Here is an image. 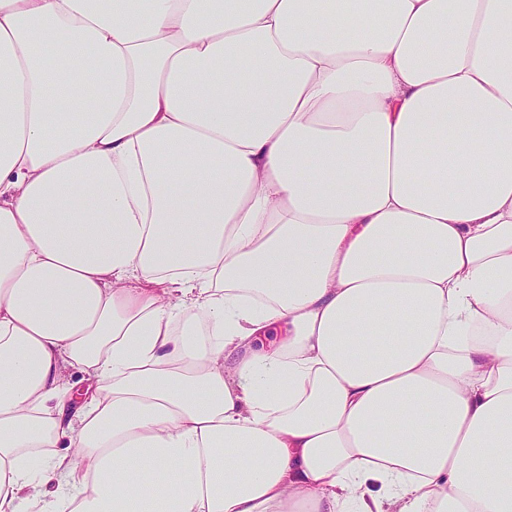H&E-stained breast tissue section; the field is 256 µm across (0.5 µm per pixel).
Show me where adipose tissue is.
I'll return each instance as SVG.
<instances>
[{
    "label": "adipose tissue",
    "mask_w": 512,
    "mask_h": 512,
    "mask_svg": "<svg viewBox=\"0 0 512 512\" xmlns=\"http://www.w3.org/2000/svg\"><path fill=\"white\" fill-rule=\"evenodd\" d=\"M0 512H512V0H0Z\"/></svg>",
    "instance_id": "adipose-tissue-1"
}]
</instances>
